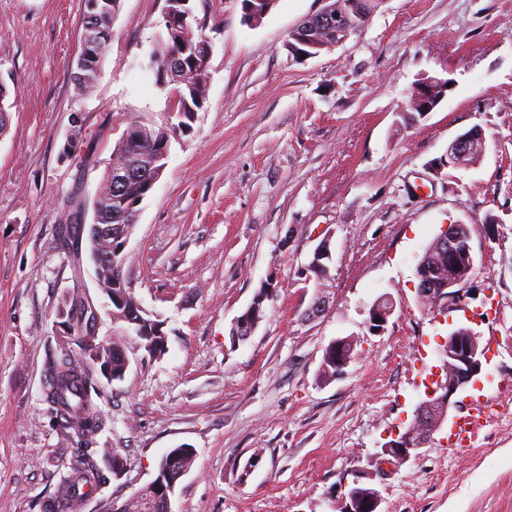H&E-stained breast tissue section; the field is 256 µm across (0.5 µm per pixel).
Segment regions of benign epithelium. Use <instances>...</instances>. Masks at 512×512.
Masks as SVG:
<instances>
[{
    "label": "benign epithelium",
    "instance_id": "obj_1",
    "mask_svg": "<svg viewBox=\"0 0 512 512\" xmlns=\"http://www.w3.org/2000/svg\"><path fill=\"white\" fill-rule=\"evenodd\" d=\"M374 11L365 4L364 0H350L348 10L339 13L329 7L323 8L318 14L299 28V33L291 34V41L286 43L289 52L307 57L315 56L325 49H332L346 41L350 35L368 24ZM191 13H176L167 8L164 18L173 36H183L188 28V18ZM97 18L90 16L85 23L82 38V51L77 63L78 70L85 69L95 58V49L100 33ZM442 84L444 79L438 76H426L409 94L407 107L426 115L435 108L432 103V86ZM485 144L481 129L476 128L459 134L448 145L446 155L434 162L441 169L452 167L460 169L464 166V157L470 148L477 144ZM462 226L448 224L436 238L438 249L447 251L448 265H456L458 258L469 256L470 263H475L474 253L463 245ZM130 229L123 224H91L88 227V237L92 241L91 260L94 268L109 256L107 240L114 236L126 239ZM420 286L417 297L434 298V307L444 311L459 308L465 298V280L451 277L448 280H435L429 275V265L420 262L418 265ZM394 311V303L386 296L374 302L370 310V328L379 332ZM336 349V376H341L349 364L354 350L351 338H338L333 341ZM442 368L445 378L436 380V387L426 393V398L419 402L416 414L423 421L422 430L406 431L399 439L390 441L382 446L381 455L388 456L398 462L408 460L413 453L423 447L435 432L440 430L447 420L451 399L477 381L483 369L485 351L480 347L479 334L468 325L462 324L448 334L445 349L441 350Z\"/></svg>",
    "mask_w": 512,
    "mask_h": 512
}]
</instances>
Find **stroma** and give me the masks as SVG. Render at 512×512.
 <instances>
[{"instance_id":"35a3bbf8","label":"stroma","mask_w":512,"mask_h":512,"mask_svg":"<svg viewBox=\"0 0 512 512\" xmlns=\"http://www.w3.org/2000/svg\"><path fill=\"white\" fill-rule=\"evenodd\" d=\"M321 7L276 0L254 26L241 0H191L213 45L207 97L172 137L124 247L128 285L167 347L151 355L125 336V377L97 400L93 446L110 481L78 512H115L180 446L195 463L173 512H342L361 478L380 512H512V0H385L345 43L289 53L290 31ZM164 8L120 0L96 88L79 98L84 0H0V512H43L81 454L44 400L50 357L80 352L63 296L89 299L99 341L115 329L90 260L58 232L91 222L128 119L169 120L171 91L145 68ZM426 74L452 85L404 123ZM474 127L480 161L433 173ZM446 224L470 227L475 272L463 308L428 311L416 265ZM324 241L320 282L308 265ZM265 285L275 295L263 320L237 339ZM318 292L328 309L307 318ZM384 294L396 308L375 333L369 312ZM467 321L486 361L450 415L485 413L474 440L451 447L442 429L407 461L378 466L434 387L442 341ZM346 336L356 345L344 376L322 382L326 347Z\"/></svg>"}]
</instances>
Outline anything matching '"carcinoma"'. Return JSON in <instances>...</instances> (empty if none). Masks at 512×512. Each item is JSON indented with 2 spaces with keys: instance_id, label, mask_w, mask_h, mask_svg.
I'll return each mask as SVG.
<instances>
[{
  "instance_id": "carcinoma-1",
  "label": "carcinoma",
  "mask_w": 512,
  "mask_h": 512,
  "mask_svg": "<svg viewBox=\"0 0 512 512\" xmlns=\"http://www.w3.org/2000/svg\"><path fill=\"white\" fill-rule=\"evenodd\" d=\"M253 5L251 12L243 13L246 23H252L253 17L264 19L274 6L272 0H242ZM112 34L101 37L96 46V59L93 67L83 74L76 76L75 88L77 94H91L98 80L101 64L110 48ZM207 35L204 30L189 29L186 37L177 41L168 32L159 36L155 49L151 52L153 61L146 64L157 80H163L161 68L165 67L169 58L178 56L186 65L189 73L188 85L173 82L179 100L177 106L189 103L191 109H199L206 99V75L209 67L208 53L205 49ZM192 113L186 112L178 118V122L167 127H155L136 117L128 121L121 138L112 151V162L101 181L100 195L97 201L99 207V223L101 224H130L135 217L134 205L151 191L149 180L151 171L166 167L167 155L171 136L190 127ZM133 168L135 177L125 186L110 187L116 173L127 168ZM426 250L432 252V274L439 280L448 279L455 271L448 267L447 259L443 258L435 243H430ZM112 259L107 266L101 267L97 273V284L104 293L112 290L113 269L125 265L127 255L123 252L122 243L112 241ZM127 329L142 340V345L151 354L164 350L165 336L159 324L151 319L143 323L128 324ZM82 356L77 358L68 352L56 356L49 363L48 378L45 385V401L50 412L55 416L60 428L85 444L92 443L102 426L101 412L94 396L98 395L99 387L95 381V369L91 366L94 358H103L112 365V380L124 378L127 358L117 342L103 344L97 337L88 332H82L79 337ZM178 455H167L159 465V474L163 478V486L177 482L181 469L194 464V452L190 449H177ZM83 484L95 491L107 484V477L99 468L92 454L88 453L81 461V466L70 475L63 477L59 484L57 495L44 505L45 512H63L67 500L76 493L77 484ZM158 492L150 485L137 491L136 501L132 506L133 512H159Z\"/></svg>"
}]
</instances>
